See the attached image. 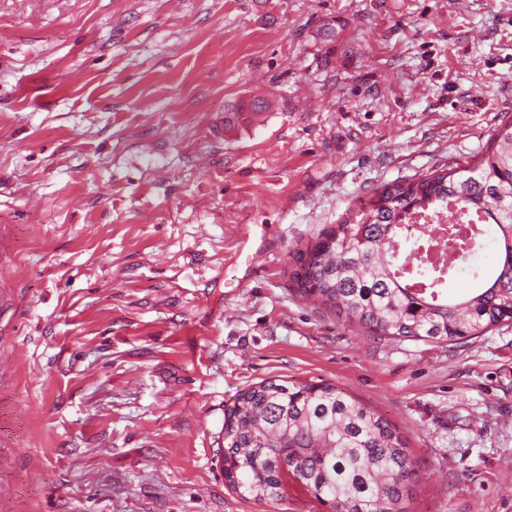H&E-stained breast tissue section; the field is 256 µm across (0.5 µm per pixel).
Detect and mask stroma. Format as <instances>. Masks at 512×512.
<instances>
[{
    "mask_svg": "<svg viewBox=\"0 0 512 512\" xmlns=\"http://www.w3.org/2000/svg\"><path fill=\"white\" fill-rule=\"evenodd\" d=\"M510 122L512 0H0V512H332L227 484L224 414L266 380L396 426L407 512H512V322L380 337L289 277Z\"/></svg>",
    "mask_w": 512,
    "mask_h": 512,
    "instance_id": "stroma-1",
    "label": "stroma"
}]
</instances>
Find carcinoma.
<instances>
[{
    "label": "carcinoma",
    "instance_id": "1",
    "mask_svg": "<svg viewBox=\"0 0 512 512\" xmlns=\"http://www.w3.org/2000/svg\"><path fill=\"white\" fill-rule=\"evenodd\" d=\"M444 215L439 239L460 256L495 227L501 260L471 270L462 296L446 288L462 267L432 262L433 239L415 241L402 261L396 254L410 227ZM290 278L375 336L451 342L511 321L512 124L472 161L373 189L340 224L292 252ZM224 461L235 466L231 485L255 501L281 497L288 470L334 512H406L419 480L396 427L331 384L251 388L225 415Z\"/></svg>",
    "mask_w": 512,
    "mask_h": 512
}]
</instances>
